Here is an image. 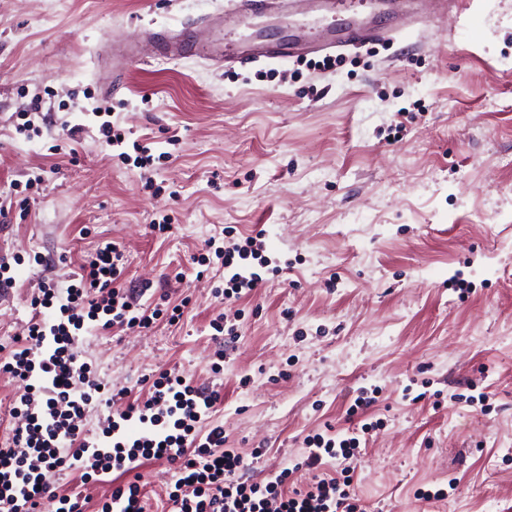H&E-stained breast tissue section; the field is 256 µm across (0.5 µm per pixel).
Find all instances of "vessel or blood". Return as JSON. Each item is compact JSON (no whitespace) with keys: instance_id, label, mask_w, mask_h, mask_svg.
I'll return each mask as SVG.
<instances>
[{"instance_id":"b4317fda","label":"vessel or blood","mask_w":512,"mask_h":512,"mask_svg":"<svg viewBox=\"0 0 512 512\" xmlns=\"http://www.w3.org/2000/svg\"><path fill=\"white\" fill-rule=\"evenodd\" d=\"M361 0H331L332 13L344 16L345 21L338 26H329L315 34L298 32L277 36H256L248 40H237L232 36L231 27L225 23L223 15L217 14L208 19L218 32L215 40L196 43L190 40L185 30L159 28L150 30L156 54L165 59H178L193 56L204 60L211 67L221 69L235 63H274L290 59L325 56L337 51L350 50L365 44L394 39L396 31L372 22L358 19L356 10ZM137 59V47L124 43L112 52V70L103 90L113 94L123 79L128 65Z\"/></svg>"}]
</instances>
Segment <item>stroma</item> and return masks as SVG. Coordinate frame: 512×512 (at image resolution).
<instances>
[{
  "label": "stroma",
  "mask_w": 512,
  "mask_h": 512,
  "mask_svg": "<svg viewBox=\"0 0 512 512\" xmlns=\"http://www.w3.org/2000/svg\"><path fill=\"white\" fill-rule=\"evenodd\" d=\"M227 2L0 0V196L14 200L0 256L42 259L0 292V346L24 334L41 282L67 286L83 255L114 241L127 280L190 305L175 326L84 336L113 389L172 366L220 385L215 419L252 481L292 467L307 488L305 437L367 420L360 512H512V0L443 13L406 0L420 25L329 70L148 52L109 101L124 151L147 143L159 162L140 174L95 131L76 156L51 153L65 124L106 101L101 46L151 25L209 39L196 19ZM327 19L262 9L240 31ZM35 104L39 134L17 135ZM166 215L171 229L152 232ZM228 226L259 236L271 261L237 302L192 262ZM220 315L238 322L232 344L210 326ZM363 389L376 403L349 415ZM137 474L147 512H168L173 470Z\"/></svg>",
  "instance_id": "35a3bbf8"
}]
</instances>
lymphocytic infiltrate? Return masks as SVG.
Listing matches in <instances>:
<instances>
[{"mask_svg":"<svg viewBox=\"0 0 512 512\" xmlns=\"http://www.w3.org/2000/svg\"><path fill=\"white\" fill-rule=\"evenodd\" d=\"M249 259L260 268L269 264L250 236L194 261L223 266V295L237 300L263 283L259 271L244 268ZM123 272L119 246H98L67 288H41L27 336L15 339L0 357V372L25 384L9 409L7 438L0 443V512H83L78 496L63 493L55 482L65 472L83 480L110 476L112 492L101 512H145V495L133 473L159 460L176 469L168 495L173 512H354L358 438L309 437L307 468L321 469L327 457L341 460L342 467L323 473L306 490L289 489L287 469L266 483L244 480L245 460L226 447L224 427L214 420L220 389L198 386L176 369L155 373L146 397L108 414L100 430L87 432L89 405H110L112 390L85 360L82 333L147 329L160 318L173 324L183 315L179 305L143 303L149 284L124 286Z\"/></svg>","mask_w":512,"mask_h":512,"instance_id":"1","label":"lymphocytic infiltrate"}]
</instances>
